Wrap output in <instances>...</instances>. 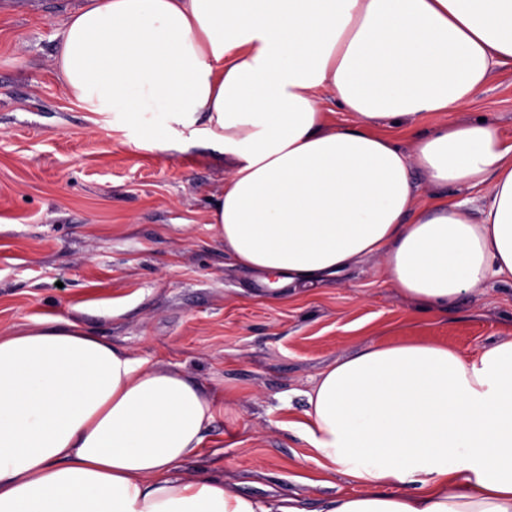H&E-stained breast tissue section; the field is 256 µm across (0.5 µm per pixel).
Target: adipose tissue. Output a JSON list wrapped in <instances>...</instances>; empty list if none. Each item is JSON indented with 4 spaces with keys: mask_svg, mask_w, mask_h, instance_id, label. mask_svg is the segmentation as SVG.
I'll return each instance as SVG.
<instances>
[{
    "mask_svg": "<svg viewBox=\"0 0 512 512\" xmlns=\"http://www.w3.org/2000/svg\"><path fill=\"white\" fill-rule=\"evenodd\" d=\"M512 64V0H89L61 79L143 152L204 144L229 176L210 221L273 299L357 260L443 309L512 284V144L484 122L420 131ZM331 93L346 126L326 121ZM406 119L405 154L378 133ZM433 187L486 186L469 215ZM298 428L309 460L357 489L318 512H512V339L468 356L370 344L323 371ZM213 395L65 315L0 335V512H303L219 476L183 477Z\"/></svg>",
    "mask_w": 512,
    "mask_h": 512,
    "instance_id": "1",
    "label": "adipose tissue"
}]
</instances>
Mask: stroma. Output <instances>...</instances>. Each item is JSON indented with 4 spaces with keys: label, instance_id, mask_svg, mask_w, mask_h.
Returning <instances> with one entry per match:
<instances>
[{
    "label": "stroma",
    "instance_id": "stroma-1",
    "mask_svg": "<svg viewBox=\"0 0 512 512\" xmlns=\"http://www.w3.org/2000/svg\"><path fill=\"white\" fill-rule=\"evenodd\" d=\"M87 0H0V334L69 315L148 363L181 368L217 400L205 448L181 476L221 475L251 496L315 512L310 447L293 421L335 361L369 343L431 341L473 354L512 338V285L495 280L427 312L366 257L282 301L238 266L209 222L223 156L140 152L64 87L56 53ZM512 144V66L460 112Z\"/></svg>",
    "mask_w": 512,
    "mask_h": 512
}]
</instances>
